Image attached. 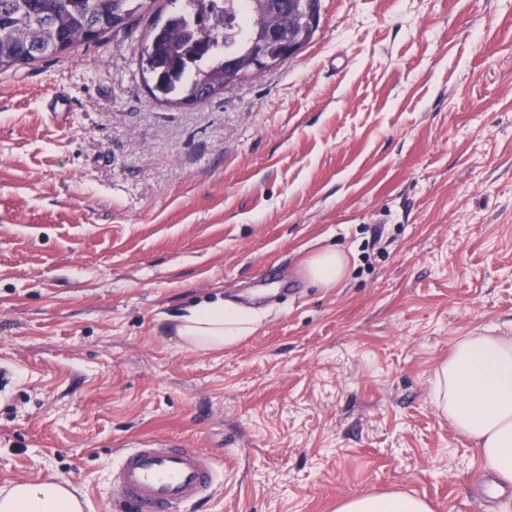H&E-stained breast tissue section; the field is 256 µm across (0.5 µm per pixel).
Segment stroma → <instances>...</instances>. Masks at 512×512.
I'll list each match as a JSON object with an SVG mask.
<instances>
[{
  "label": "stroma",
  "instance_id": "obj_1",
  "mask_svg": "<svg viewBox=\"0 0 512 512\" xmlns=\"http://www.w3.org/2000/svg\"><path fill=\"white\" fill-rule=\"evenodd\" d=\"M321 3L300 53L195 105L139 67L164 0L0 73V490L107 512L117 450L158 437L223 473L194 512H489L430 379L512 332V0ZM326 248L333 288L305 273ZM223 298L265 309L256 333L180 349L174 317ZM345 254L336 249H324L306 264V274L315 283L324 288H333L342 280L347 269ZM1 512H81L80 500L56 482L17 483L0 497ZM336 512H432V508L422 498L407 492L365 493L346 498Z\"/></svg>",
  "mask_w": 512,
  "mask_h": 512
}]
</instances>
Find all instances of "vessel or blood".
<instances>
[{"label": "vessel or blood", "instance_id": "b4317fda", "mask_svg": "<svg viewBox=\"0 0 512 512\" xmlns=\"http://www.w3.org/2000/svg\"><path fill=\"white\" fill-rule=\"evenodd\" d=\"M219 481L197 449L165 438L119 449L110 473V487L128 512H189Z\"/></svg>", "mask_w": 512, "mask_h": 512}]
</instances>
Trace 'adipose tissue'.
Instances as JSON below:
<instances>
[{
	"mask_svg": "<svg viewBox=\"0 0 512 512\" xmlns=\"http://www.w3.org/2000/svg\"><path fill=\"white\" fill-rule=\"evenodd\" d=\"M347 269L345 254L324 249L306 264V274L325 288L335 287ZM262 321L255 307L234 301L190 306L175 317L174 333L186 350L215 351L251 336ZM433 402L452 427L472 440L481 466L512 484V336L488 327L460 338L432 379ZM0 512H82L80 500L56 482L16 484L0 495ZM336 512H432L407 492L365 493L346 498Z\"/></svg>",
	"mask_w": 512,
	"mask_h": 512,
	"instance_id": "1",
	"label": "adipose tissue"
}]
</instances>
